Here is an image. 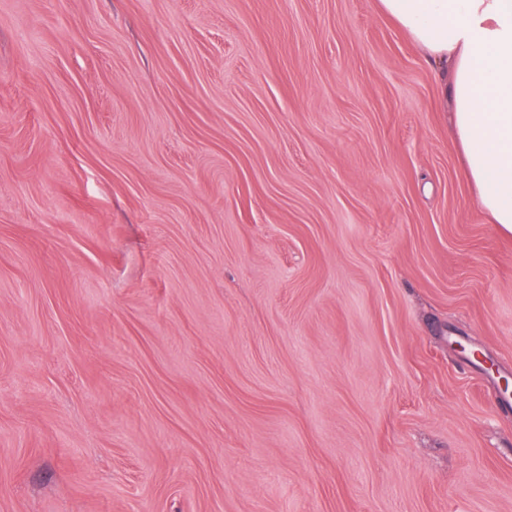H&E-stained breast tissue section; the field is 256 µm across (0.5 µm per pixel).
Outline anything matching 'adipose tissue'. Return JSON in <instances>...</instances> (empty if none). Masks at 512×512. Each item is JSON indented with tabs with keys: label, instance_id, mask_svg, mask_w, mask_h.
Wrapping results in <instances>:
<instances>
[{
	"label": "adipose tissue",
	"instance_id": "adipose-tissue-1",
	"mask_svg": "<svg viewBox=\"0 0 512 512\" xmlns=\"http://www.w3.org/2000/svg\"><path fill=\"white\" fill-rule=\"evenodd\" d=\"M444 70L480 209L512 233V0H378Z\"/></svg>",
	"mask_w": 512,
	"mask_h": 512
}]
</instances>
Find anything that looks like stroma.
I'll list each match as a JSON object with an SVG mask.
<instances>
[{"instance_id": "35a3bbf8", "label": "stroma", "mask_w": 512, "mask_h": 512, "mask_svg": "<svg viewBox=\"0 0 512 512\" xmlns=\"http://www.w3.org/2000/svg\"><path fill=\"white\" fill-rule=\"evenodd\" d=\"M510 377L376 0H0V512H512Z\"/></svg>"}]
</instances>
